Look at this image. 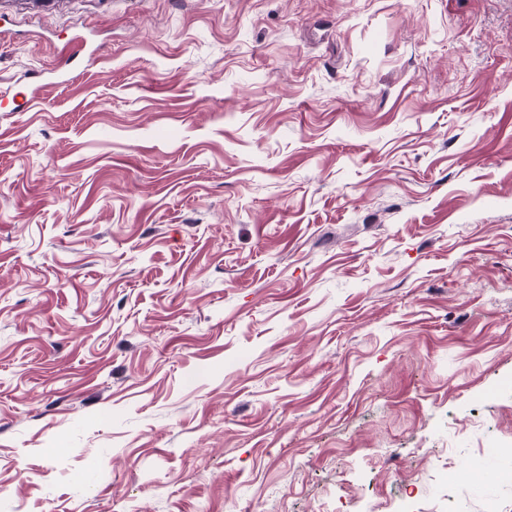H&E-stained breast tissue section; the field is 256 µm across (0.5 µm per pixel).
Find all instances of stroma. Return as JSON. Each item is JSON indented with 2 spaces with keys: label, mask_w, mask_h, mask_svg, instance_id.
Here are the masks:
<instances>
[{
  "label": "stroma",
  "mask_w": 512,
  "mask_h": 512,
  "mask_svg": "<svg viewBox=\"0 0 512 512\" xmlns=\"http://www.w3.org/2000/svg\"><path fill=\"white\" fill-rule=\"evenodd\" d=\"M0 13V512H512V0Z\"/></svg>",
  "instance_id": "1"
}]
</instances>
